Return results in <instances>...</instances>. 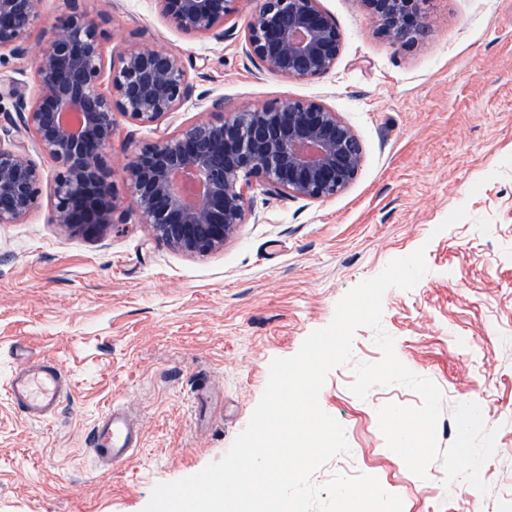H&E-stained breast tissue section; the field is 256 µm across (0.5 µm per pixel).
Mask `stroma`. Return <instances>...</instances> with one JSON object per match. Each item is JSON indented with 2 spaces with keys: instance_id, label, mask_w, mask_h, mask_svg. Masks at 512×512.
<instances>
[{
  "instance_id": "obj_1",
  "label": "stroma",
  "mask_w": 512,
  "mask_h": 512,
  "mask_svg": "<svg viewBox=\"0 0 512 512\" xmlns=\"http://www.w3.org/2000/svg\"><path fill=\"white\" fill-rule=\"evenodd\" d=\"M320 4L344 33L341 54L321 78L286 80L241 53L254 0H239L222 41L179 32L153 0H84L106 55L180 50L199 89L228 111L320 101L355 130L364 162L325 201L272 197L253 182V218L222 250L189 257L146 224L87 237L51 223L57 165L36 155L37 208L0 224V383L17 363L52 358L71 387L50 421L26 417L0 392V512H143L157 484L227 452L272 359L295 355L349 290L419 248L428 272L411 290L385 293L382 327L398 358L443 393L440 449L455 438L457 404L477 403L496 429L481 470L489 492L444 486L438 461L420 479L387 447L378 409L421 398L401 385L363 400L351 392L355 365L382 358L367 327L319 398L349 449L311 481L375 476L403 512H512V0H431L429 30L411 51L375 35L361 0ZM115 122L113 181L126 200L120 171L157 131ZM461 206L468 219L441 229ZM115 402L143 437L129 463L102 476L84 435Z\"/></svg>"
}]
</instances>
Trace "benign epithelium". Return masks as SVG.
Instances as JSON below:
<instances>
[{
	"label": "benign epithelium",
	"instance_id": "benign-epithelium-1",
	"mask_svg": "<svg viewBox=\"0 0 512 512\" xmlns=\"http://www.w3.org/2000/svg\"><path fill=\"white\" fill-rule=\"evenodd\" d=\"M68 0L35 61L36 92L26 98L0 83V224H15L38 204L43 173L30 147L58 167L51 223L85 236L126 224L131 212L153 236L184 254L224 248L252 209L251 179L268 194L325 200L344 192L363 161L362 143L336 110L306 99L224 112L210 100L200 118L140 147L122 168L132 204L122 205L109 149L115 113L160 125L192 99L196 85L176 50L129 48L105 66L98 24ZM239 0H154L160 14L189 36L224 39V20ZM375 33L410 49L428 31L430 0H361ZM43 0H0V52L22 59L40 26ZM343 34L320 0H256L242 54L284 79L321 78L336 65Z\"/></svg>",
	"mask_w": 512,
	"mask_h": 512
}]
</instances>
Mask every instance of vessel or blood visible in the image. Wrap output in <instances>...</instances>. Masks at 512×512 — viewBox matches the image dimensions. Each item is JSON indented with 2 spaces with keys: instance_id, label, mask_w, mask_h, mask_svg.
<instances>
[{
  "instance_id": "1",
  "label": "vessel or blood",
  "mask_w": 512,
  "mask_h": 512,
  "mask_svg": "<svg viewBox=\"0 0 512 512\" xmlns=\"http://www.w3.org/2000/svg\"><path fill=\"white\" fill-rule=\"evenodd\" d=\"M4 388L11 402L31 419L56 414L68 388L61 364L42 360L13 372ZM140 427L120 406H112L99 416L86 438L93 466L100 474L132 460L137 449Z\"/></svg>"
}]
</instances>
